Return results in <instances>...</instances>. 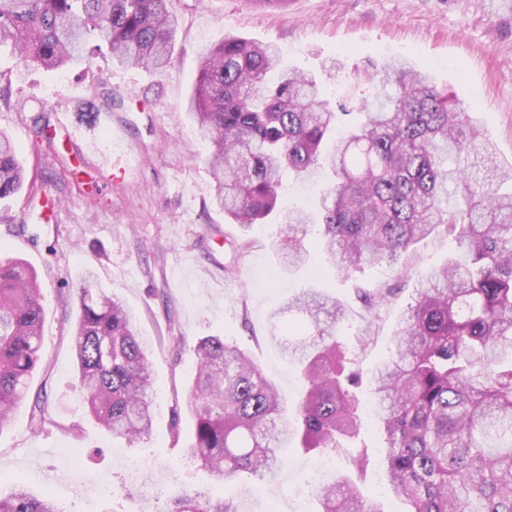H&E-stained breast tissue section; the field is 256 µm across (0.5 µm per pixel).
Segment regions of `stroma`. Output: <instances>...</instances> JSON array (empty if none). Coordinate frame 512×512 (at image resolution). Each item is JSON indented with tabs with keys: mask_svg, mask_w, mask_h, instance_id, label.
Returning a JSON list of instances; mask_svg holds the SVG:
<instances>
[{
	"mask_svg": "<svg viewBox=\"0 0 512 512\" xmlns=\"http://www.w3.org/2000/svg\"><path fill=\"white\" fill-rule=\"evenodd\" d=\"M172 8L175 49L161 72L120 68L102 55L48 70L0 48V131L52 201L33 207L25 190L0 201V258H24L41 283L46 367L30 388L44 390L52 406L44 429L30 427L25 401L0 429L2 496L22 479L60 512H168L175 492L214 484L186 453L187 389L200 338L236 341L294 401L300 373L271 341V316L289 297L316 288L345 308L340 333L371 336L358 353L371 375L418 274L455 250L440 231L396 268L366 265L347 276L314 253L288 271L276 250L278 225L243 228L212 201L210 147L186 115L205 46L228 34L275 44L288 63L320 75L335 106L367 96L364 70L387 57L407 60L469 107L495 146V163L512 166V8L498 0H288L283 9L173 0ZM86 102L95 106L90 122L78 113ZM44 123L53 144L34 139ZM242 241L250 247L240 255L234 247ZM89 271L135 315L152 346L157 411L150 435L133 447H117L82 409L70 334ZM362 288L390 294L375 322L365 318ZM175 336L184 339L177 353ZM282 454L269 491L249 490L241 479L224 484L239 512H318L315 453L291 445Z\"/></svg>",
	"mask_w": 512,
	"mask_h": 512,
	"instance_id": "stroma-1",
	"label": "stroma"
}]
</instances>
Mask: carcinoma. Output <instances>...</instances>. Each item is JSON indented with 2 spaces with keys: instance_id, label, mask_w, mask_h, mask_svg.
Here are the masks:
<instances>
[{
  "instance_id": "obj_1",
  "label": "carcinoma",
  "mask_w": 512,
  "mask_h": 512,
  "mask_svg": "<svg viewBox=\"0 0 512 512\" xmlns=\"http://www.w3.org/2000/svg\"><path fill=\"white\" fill-rule=\"evenodd\" d=\"M176 33L171 0H0V47L55 70L108 54L129 67L164 70ZM370 94L335 110L317 77L282 62L270 44L226 36L203 48L188 116L213 147V200L248 227L278 216V247L292 267L308 258V228L344 273L396 265L444 227L456 252L418 279L390 354L371 377L385 433L381 448L360 437V373L336 334L344 309L306 289L288 301L279 344L305 387L288 417L277 385L249 354L221 336L195 348L189 385L193 434L187 451L218 483L246 474L257 490L274 479L280 448L353 449L357 472L372 458L407 512H512V168L492 183L484 161L493 146L466 107L413 67L384 60L365 77ZM318 168L333 179L313 210L280 209L282 174ZM25 185V168L0 132V200ZM36 271L0 259V429L42 369L44 312ZM71 335L86 413L131 445L154 418L150 352L134 316L114 295L89 285L77 293ZM386 294L364 293L378 318ZM47 395L30 403V426L50 421ZM320 512H384L350 475L319 489ZM0 512H60L19 482ZM168 512H239L211 490L177 493Z\"/></svg>"
}]
</instances>
